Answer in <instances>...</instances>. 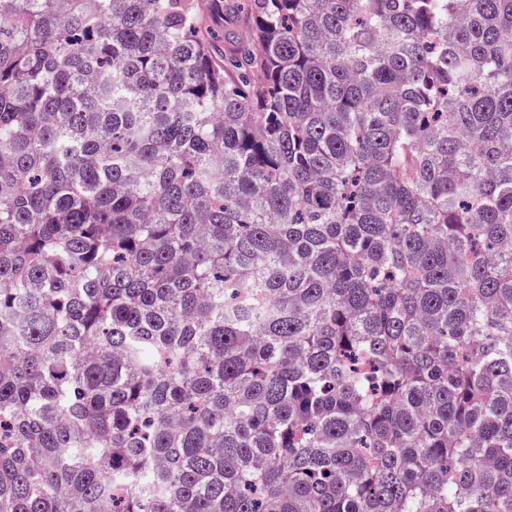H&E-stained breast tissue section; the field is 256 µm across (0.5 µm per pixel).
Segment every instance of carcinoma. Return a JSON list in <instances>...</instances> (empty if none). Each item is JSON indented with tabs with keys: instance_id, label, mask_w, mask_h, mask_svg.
I'll use <instances>...</instances> for the list:
<instances>
[{
	"instance_id": "carcinoma-1",
	"label": "carcinoma",
	"mask_w": 512,
	"mask_h": 512,
	"mask_svg": "<svg viewBox=\"0 0 512 512\" xmlns=\"http://www.w3.org/2000/svg\"><path fill=\"white\" fill-rule=\"evenodd\" d=\"M0 0V512H512V0Z\"/></svg>"
}]
</instances>
